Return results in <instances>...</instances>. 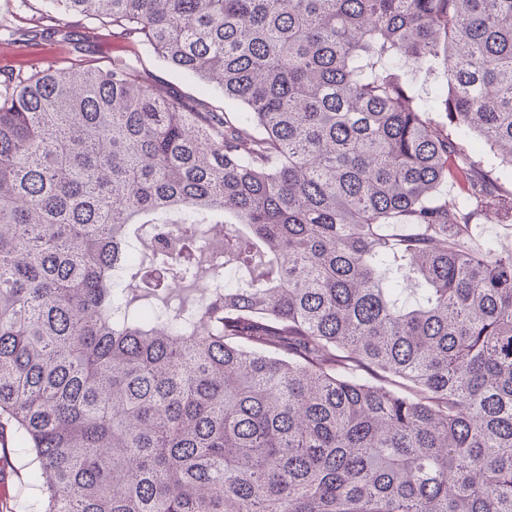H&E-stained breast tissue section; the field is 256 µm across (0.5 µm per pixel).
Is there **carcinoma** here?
<instances>
[{
    "mask_svg": "<svg viewBox=\"0 0 512 512\" xmlns=\"http://www.w3.org/2000/svg\"><path fill=\"white\" fill-rule=\"evenodd\" d=\"M141 59L0 80V437L37 512H512V0H41ZM443 68L425 105L408 71ZM460 180L465 203L441 187ZM399 219L408 230L392 236ZM224 283L138 304L135 251ZM143 67L150 79L163 84L168 90L182 96L203 111L222 110L221 108L224 107L222 98L205 93L199 83L161 66L151 58L144 60ZM467 153L472 160L480 163L481 171L495 179L501 172H509V166L503 162L502 157L490 150L476 135H472L467 147ZM475 233L481 239L495 240L503 247L512 248L511 210L505 208L489 211Z\"/></svg>",
    "mask_w": 512,
    "mask_h": 512,
    "instance_id": "carcinoma-1",
    "label": "carcinoma"
}]
</instances>
